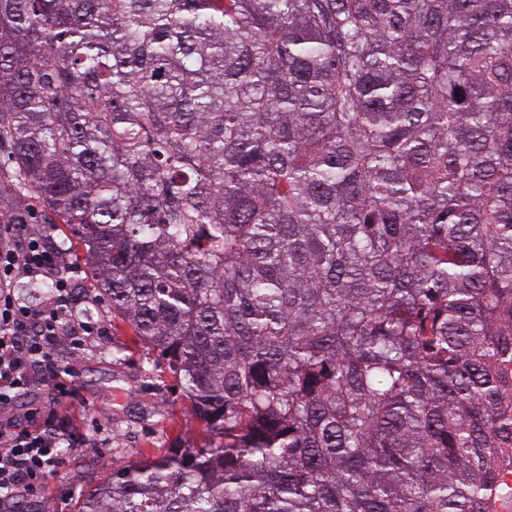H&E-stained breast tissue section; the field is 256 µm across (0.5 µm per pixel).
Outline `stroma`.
Here are the masks:
<instances>
[{"label":"stroma","instance_id":"stroma-1","mask_svg":"<svg viewBox=\"0 0 512 512\" xmlns=\"http://www.w3.org/2000/svg\"><path fill=\"white\" fill-rule=\"evenodd\" d=\"M4 217L30 225L63 253L72 270L74 316L105 329L103 335L85 337L70 396L52 401L50 384L38 375L18 400L19 411L50 412L65 422L75 445L62 449L61 464L46 477L39 497L11 512H45L49 507L54 512H77L78 494L92 490L113 465L139 460L144 453L159 456L171 448L204 445L209 431L181 396L175 376L166 364L158 363L157 353L113 320L111 305L76 255L78 242L71 228L54 222L47 208L19 192L6 175L0 177V219ZM118 347L125 353L116 361L112 352ZM149 361L157 368L147 379L142 366Z\"/></svg>","mask_w":512,"mask_h":512}]
</instances>
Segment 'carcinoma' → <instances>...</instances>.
Here are the masks:
<instances>
[{
    "label": "carcinoma",
    "instance_id": "1",
    "mask_svg": "<svg viewBox=\"0 0 512 512\" xmlns=\"http://www.w3.org/2000/svg\"><path fill=\"white\" fill-rule=\"evenodd\" d=\"M211 433L77 512L512 496V0H0V140Z\"/></svg>",
    "mask_w": 512,
    "mask_h": 512
}]
</instances>
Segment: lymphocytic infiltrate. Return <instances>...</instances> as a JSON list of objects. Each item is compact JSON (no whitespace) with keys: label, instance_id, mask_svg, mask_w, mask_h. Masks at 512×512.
<instances>
[{"label":"lymphocytic infiltrate","instance_id":"f902f5d3","mask_svg":"<svg viewBox=\"0 0 512 512\" xmlns=\"http://www.w3.org/2000/svg\"><path fill=\"white\" fill-rule=\"evenodd\" d=\"M59 251L24 224L0 225V506L36 497L60 460L70 435L36 414L18 413V398L35 373L72 377L71 359L81 350L87 327L73 323L70 280ZM54 282L51 301L35 307L20 301V277Z\"/></svg>","mask_w":512,"mask_h":512}]
</instances>
